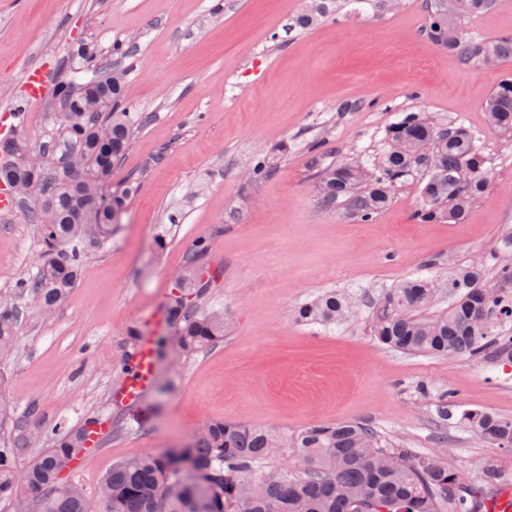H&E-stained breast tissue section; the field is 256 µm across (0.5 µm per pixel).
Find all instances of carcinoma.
<instances>
[{"label": "carcinoma", "instance_id": "obj_1", "mask_svg": "<svg viewBox=\"0 0 512 512\" xmlns=\"http://www.w3.org/2000/svg\"><path fill=\"white\" fill-rule=\"evenodd\" d=\"M428 40L464 66L496 65L512 58V38L487 41L462 36L457 23L486 10L492 0H430ZM123 75L60 85L71 111L60 113L62 137L57 161L35 166L36 150L24 138L8 142L12 162L0 179L14 193L48 188L32 212L40 245L37 272L17 282L18 293L49 314L75 287L82 246L102 244L112 235L113 214L126 207L130 190L110 188L112 167L130 146L143 122L124 105ZM489 127L512 133V80H504L486 104ZM389 148L368 167L345 162L318 173L322 202L346 203L353 216L372 221L391 201L394 185L415 171L425 175L422 223L465 221L472 202L487 187V158L474 136L461 126L410 112L388 129ZM209 243L196 242L185 259L184 278L171 281L166 311L172 342L186 358L224 339V310L202 308L206 289L196 282L218 279L221 267L207 263ZM497 281L486 279L488 266ZM448 289V309L432 315L438 294ZM353 297L336 291L318 294L295 311L305 324L330 325L356 315ZM512 321V261L493 251L454 268L446 280L405 278L375 304L371 330L378 340L403 353L448 358L483 356L512 363V336L496 327ZM16 307L0 301V358L15 350ZM138 334L130 332L115 369L130 372ZM462 419L468 432L498 448H512V416L471 410ZM23 416L0 394V440L11 437ZM53 442L19 475L15 455L24 442L0 448V499L25 501L31 512H93L85 490L66 482L73 463L87 448L84 426L51 429ZM280 448H292L300 466L267 469ZM198 477L210 489L207 512H483L479 487L461 479L440 457L411 456L405 448H386L367 423L312 424L288 436L263 424L210 420L185 449ZM172 454L148 453L112 465L101 477L98 498L104 512H197L195 500L175 487Z\"/></svg>", "mask_w": 512, "mask_h": 512}]
</instances>
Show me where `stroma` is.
Listing matches in <instances>:
<instances>
[{"label": "stroma", "instance_id": "obj_1", "mask_svg": "<svg viewBox=\"0 0 512 512\" xmlns=\"http://www.w3.org/2000/svg\"><path fill=\"white\" fill-rule=\"evenodd\" d=\"M306 27L310 0H0V116L22 111L18 128L35 148L58 139L62 102L55 84L92 79L66 67L80 46L127 73L125 103L149 120L112 169L133 184L111 238L85 246L77 285L46 316L19 296L35 273L39 243L30 214L40 196L0 209V299L13 300L18 345L0 364L5 392L34 409L15 457L25 470L55 426L111 417L114 431L87 454L70 482L97 495L120 460L177 453L207 421L257 423L293 434L311 423L359 420L384 444L438 455L432 407L415 391L453 392L448 440L471 482L486 466L512 478V450L481 444L458 418L485 409L512 416V365L408 354L379 343L370 311L402 278H436L449 265L493 250L512 235V135L488 130L485 103L512 60L465 67L430 44L425 0H325ZM463 35L512 36V0H493L460 23ZM47 88L28 99L24 71ZM409 112L453 121L478 134L491 159L485 193L464 223L423 224L421 175L393 188L373 221L346 205L324 206L318 169L344 158L374 162L386 131ZM268 172L246 178L256 162ZM223 274L203 307L223 308V341L185 360H155L156 409L146 429L125 424L112 401L113 367L130 331L146 332L163 313L170 281L198 240ZM346 290L359 299L343 325L297 322L309 297ZM95 512L103 506L96 502Z\"/></svg>", "mask_w": 512, "mask_h": 512}]
</instances>
